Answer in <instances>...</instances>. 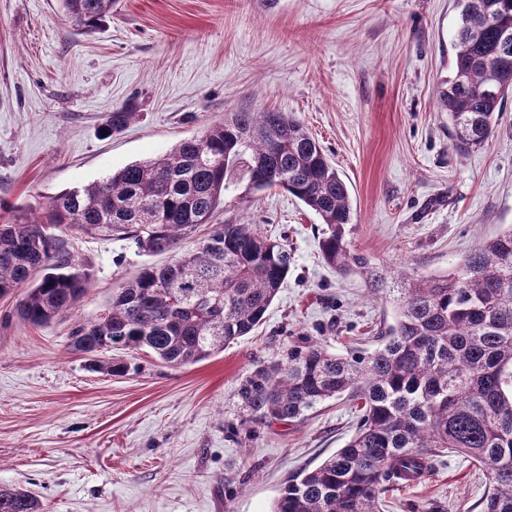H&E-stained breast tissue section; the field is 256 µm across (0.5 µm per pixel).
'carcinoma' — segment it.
Listing matches in <instances>:
<instances>
[{
  "label": "carcinoma",
  "mask_w": 512,
  "mask_h": 512,
  "mask_svg": "<svg viewBox=\"0 0 512 512\" xmlns=\"http://www.w3.org/2000/svg\"><path fill=\"white\" fill-rule=\"evenodd\" d=\"M114 0H62L85 33L112 14ZM453 76L440 100L453 149L465 156L491 138L512 93V0H457ZM135 113L105 116L102 132L122 131ZM247 183L292 194L326 225L324 260L371 291L393 292L395 323L366 354L342 357L307 340L286 361L257 372L241 389L260 419L299 420L331 399L362 412L354 436L312 469L287 479L273 512H382L387 485L414 484L435 458L456 454L488 472L483 512H512V228L484 240L444 275L393 273L346 240L352 205L319 142L284 112H226L199 136L166 153L33 207L0 202V297L27 287L17 316L49 323L76 307L89 286L69 251L73 232L128 240L173 262L146 265L79 322L72 349L89 368L120 375L121 361L97 356L145 348L173 367L196 364L249 335L288 274V251L255 224H217L197 247L181 243L210 221L230 187ZM0 512H42L32 492L0 486Z\"/></svg>",
  "instance_id": "carcinoma-1"
}]
</instances>
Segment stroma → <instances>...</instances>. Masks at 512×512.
I'll return each mask as SVG.
<instances>
[{"mask_svg":"<svg viewBox=\"0 0 512 512\" xmlns=\"http://www.w3.org/2000/svg\"><path fill=\"white\" fill-rule=\"evenodd\" d=\"M455 0H117L99 30L61 0H0V200L41 207L64 189L169 151L227 112L302 122L351 190L346 238L373 262L451 270L512 226V97L482 149L458 156L438 97L452 75ZM137 117L104 137L119 108ZM285 239L291 266L262 323L223 352L171 367L112 350L129 370L92 372L78 322L149 264L126 241L73 234L90 278L48 324L0 297V485L44 512H271L285 481L345 446L359 414L343 399L269 423L240 389L304 340L329 353L376 348L395 307L320 253L323 226L280 188L230 191L212 218ZM489 480L458 455L386 493L389 512H482Z\"/></svg>","mask_w":512,"mask_h":512,"instance_id":"35a3bbf8","label":"stroma"}]
</instances>
